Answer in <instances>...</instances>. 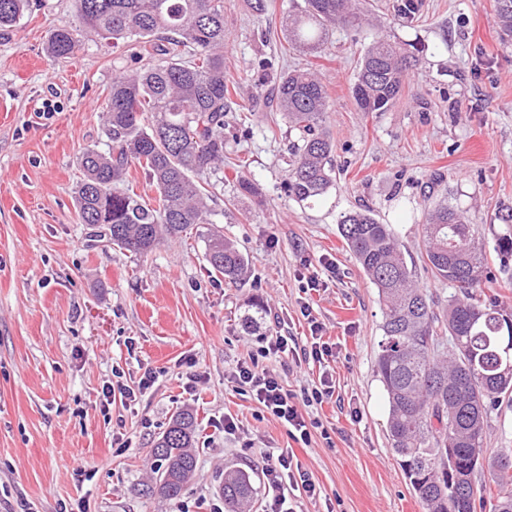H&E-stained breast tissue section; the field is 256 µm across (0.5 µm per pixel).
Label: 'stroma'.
Returning a JSON list of instances; mask_svg holds the SVG:
<instances>
[{
  "label": "stroma",
  "instance_id": "obj_1",
  "mask_svg": "<svg viewBox=\"0 0 512 512\" xmlns=\"http://www.w3.org/2000/svg\"><path fill=\"white\" fill-rule=\"evenodd\" d=\"M368 2V22L334 28L310 54L282 31L298 0H272L260 16L247 0H224V72L234 90L224 166L209 178L215 213L211 224L141 256L81 223L73 190L83 178L80 154L104 143L113 76L149 54L87 33L71 58H51V30L79 23L74 0H39L0 30V512H212L224 502L225 471L236 469L254 481L251 512H263L265 456L281 448L293 449L320 491L296 492L298 512H424L387 435L375 372L377 291L338 224L367 209L393 225L419 286L444 304L454 290L427 272L421 226L447 202L490 251L482 294L512 309V257L493 252L499 236L512 234L501 219L512 210V48L500 42L493 0H415L414 16L400 21L402 0ZM379 35L416 62L391 108L362 112L351 88ZM298 69L326 87L335 145L336 180L308 202L285 192L295 136L257 89ZM243 178L258 194L240 191ZM213 228L248 261L237 282L209 270L204 238ZM310 277L321 288L307 289ZM253 300L263 314L247 333ZM314 321L335 345L336 392L305 408L321 427L305 446L230 375L259 357L269 336L307 346ZM260 359L298 398L321 373L301 356ZM116 367L128 385L148 369L156 381L136 401L103 407ZM182 409L199 423L194 475L180 498L144 495L158 466L150 450ZM228 416L240 426L232 436L221 427Z\"/></svg>",
  "mask_w": 512,
  "mask_h": 512
}]
</instances>
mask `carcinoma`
<instances>
[{"mask_svg":"<svg viewBox=\"0 0 512 512\" xmlns=\"http://www.w3.org/2000/svg\"><path fill=\"white\" fill-rule=\"evenodd\" d=\"M30 0H0V28L15 25ZM83 29L56 27L48 53L68 59L86 29L112 44L150 46L155 60L112 79L103 116L106 150L86 148L84 178L75 189L83 224H107L108 242L135 254L212 223L207 189L198 180L224 163V117L230 96L224 73V0H76ZM494 22L512 37V0H494ZM361 20L356 0H303L286 16L287 39L308 50L336 25ZM194 47L185 60L181 48ZM407 57L379 36L358 62L353 98L363 112H384L400 95ZM276 106L298 135L286 193L300 202L327 192L334 181L333 143L323 129L328 96L314 73L280 75ZM139 166L154 183L156 204L120 187ZM339 234L377 288L383 336L375 367L389 405L388 437L414 495L425 512H512V449L497 454L496 494L476 484L491 413L512 402V312L474 294L490 279L474 225L456 209L436 205L422 225L427 270L458 289L438 308L415 281L393 228L368 210L351 211ZM211 269L229 281L246 269L244 255L224 234L205 241ZM196 418L179 412L152 454L161 461L146 492L181 496L196 469ZM224 502L245 512L255 488L240 470L224 472Z\"/></svg>","mask_w":512,"mask_h":512,"instance_id":"cac0c4a2","label":"carcinoma"}]
</instances>
